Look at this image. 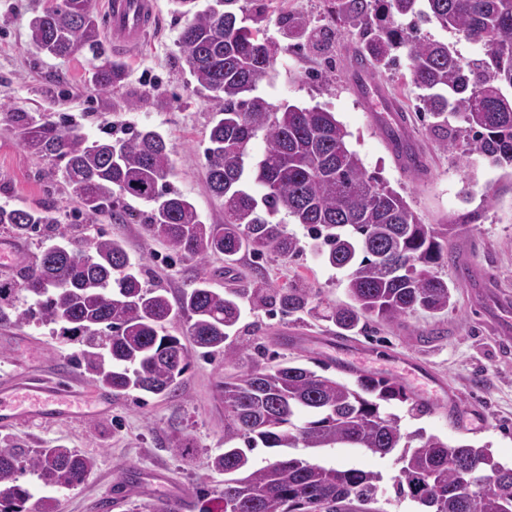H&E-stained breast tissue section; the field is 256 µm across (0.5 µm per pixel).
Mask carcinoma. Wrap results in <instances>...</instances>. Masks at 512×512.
Returning a JSON list of instances; mask_svg holds the SVG:
<instances>
[{
    "label": "carcinoma",
    "instance_id": "cac0c4a2",
    "mask_svg": "<svg viewBox=\"0 0 512 512\" xmlns=\"http://www.w3.org/2000/svg\"><path fill=\"white\" fill-rule=\"evenodd\" d=\"M187 18L179 48L197 88L208 92L215 112L205 159L208 186L224 204V223H204L195 205L169 188L174 167L161 133L147 127L126 137L107 130L91 140L62 119L15 109L9 121L18 140L61 172L84 220L120 221L131 215L127 199L150 206L143 227L165 240L181 258L200 263L215 253L233 261L243 252H274L291 258L298 239L274 221L282 213L307 228L331 266L347 270L349 302L327 318L344 331L360 321L388 327L418 310L439 313L450 306L448 282L435 268L448 259V234L475 214L424 224L404 197L365 168L350 148L349 133L320 107H275L255 95L272 71L278 47L263 28V12L246 15L240 0H170ZM336 0L341 24L357 30L366 67L376 74L406 50L417 108L435 119L439 145L466 151L493 166L512 169V0ZM435 22L482 45L483 57L464 60L445 42L422 34ZM282 34L313 41L308 22L285 16ZM30 43L54 57L77 47L90 54V82L117 87L125 64L112 58L91 0H57L29 22ZM461 123L452 127L449 119ZM384 130L397 154L413 155L412 144L393 122ZM265 142L251 154L257 137ZM0 224L21 237L43 236L57 225L51 210L0 207ZM142 271L124 244L106 234L71 236L44 249L18 283H0L3 303L18 295L30 301L17 311L19 326L54 325L75 341V366L115 396L142 391L175 392L190 365V352L166 325L186 319L185 335L203 355H243L236 342L242 302L269 305L283 315L311 311L307 288H231L219 291L204 277L189 283L172 302L163 288H146ZM397 401L420 416L427 408L404 386L359 375L354 384L318 373L305 364H255L224 382V452L210 459L224 475L219 512H380L379 473L326 466L308 448H361L395 457L396 494L425 512H512V467L485 447L452 446L422 430L404 433L401 417L385 409ZM278 448L277 458L255 468L248 452ZM93 457L64 446L29 453L0 446V512H56L55 500L20 483L28 472L44 487L69 488L94 470Z\"/></svg>",
    "mask_w": 512,
    "mask_h": 512
}]
</instances>
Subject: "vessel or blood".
I'll return each mask as SVG.
<instances>
[{"mask_svg": "<svg viewBox=\"0 0 512 512\" xmlns=\"http://www.w3.org/2000/svg\"><path fill=\"white\" fill-rule=\"evenodd\" d=\"M155 15L154 0H107L106 29L113 43L137 48L145 39ZM76 390L38 375L0 390V425L24 416L69 415Z\"/></svg>", "mask_w": 512, "mask_h": 512, "instance_id": "obj_1", "label": "vessel or blood"}]
</instances>
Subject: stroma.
I'll list each match as a JSON object with an SVG mask.
<instances>
[{
	"mask_svg": "<svg viewBox=\"0 0 512 512\" xmlns=\"http://www.w3.org/2000/svg\"><path fill=\"white\" fill-rule=\"evenodd\" d=\"M49 4L0 0V206L49 208L58 218L59 232L74 224L84 237L103 232L123 239L131 260L142 265L143 285L166 289L173 301L200 277L221 290L242 288L260 277L275 288L311 289L313 312L288 318L243 303L245 361L273 365L285 359H317L329 364L330 375L337 379L351 383L362 372L398 381L413 395L423 383L414 371L423 369V375L453 391L466 411L452 422L437 408L415 417L406 406H394L403 432L421 429L452 445L484 446L502 464H512V183L479 155L440 148L439 131L416 108L417 90L406 69L371 78L353 68L349 60L359 37L354 29L336 25L333 0L264 2V25L272 41L284 40L278 23L283 15L306 17L317 37L314 48L277 54L275 73L260 85L259 96L275 106L317 105L333 112L365 167L401 193L423 223L480 214L475 223L461 225L449 236L451 259L438 268L452 293L448 311H419L395 328L371 323L344 335L326 315L330 306L347 299L345 273L317 255L303 225L286 226L302 246L297 256L246 254L228 274L223 255H211L203 263L183 259L162 239L148 237L141 218L147 206L140 201H131L126 222L103 218L79 224L78 202L61 176L51 174L47 161L16 139L8 109L66 116L92 139L100 137L107 123L118 134L142 126L159 131L172 149V189L194 203L204 223L220 224L224 205L208 189L204 157L215 107L195 89L178 47L185 20L174 13L170 0H156L157 23L139 48L124 54L126 78L114 90L88 82L86 56L60 59L31 45L29 21ZM372 82L403 106L406 127L425 156L423 171L400 169L387 137L370 120L365 88ZM488 192L496 199L487 209L483 198ZM78 349V344L53 335L50 327L1 323L0 385L26 368L73 386L82 391L84 401H91L97 388L71 361ZM343 361L361 363L362 368L343 371ZM238 370L220 355L194 356L172 397L140 398L132 392L113 397L111 411L103 415L87 412L50 422L24 419L0 427V443L27 451L64 445L96 456L95 470L81 484L49 489L58 512H153L155 504L166 500L179 503L180 512H201L206 501L199 489H214L219 481L208 461L224 450V379ZM176 443L182 444L184 455L172 454ZM312 455L328 466L382 473L380 512H419L410 499L396 497L392 457L347 448H321Z\"/></svg>",
	"mask_w": 512,
	"mask_h": 512,
	"instance_id": "stroma-1",
	"label": "stroma"
}]
</instances>
